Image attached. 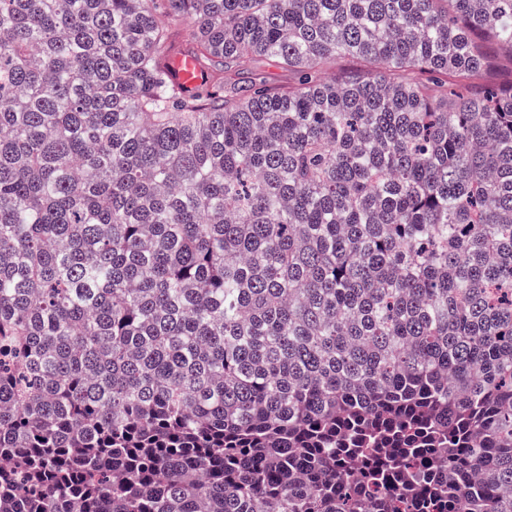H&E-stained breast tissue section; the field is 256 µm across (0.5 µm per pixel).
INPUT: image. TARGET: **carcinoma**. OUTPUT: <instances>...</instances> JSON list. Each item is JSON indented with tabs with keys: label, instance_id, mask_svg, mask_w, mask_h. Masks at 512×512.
<instances>
[{
	"label": "carcinoma",
	"instance_id": "carcinoma-1",
	"mask_svg": "<svg viewBox=\"0 0 512 512\" xmlns=\"http://www.w3.org/2000/svg\"><path fill=\"white\" fill-rule=\"evenodd\" d=\"M484 32L512 0H0V512H512V84L416 78ZM175 80L183 86L193 89L203 80V75L192 57L181 55L171 63ZM258 67L264 70L270 77V82L273 86L286 89L294 86L299 81V74L295 72L285 71L269 60H264L258 64Z\"/></svg>",
	"mask_w": 512,
	"mask_h": 512
}]
</instances>
